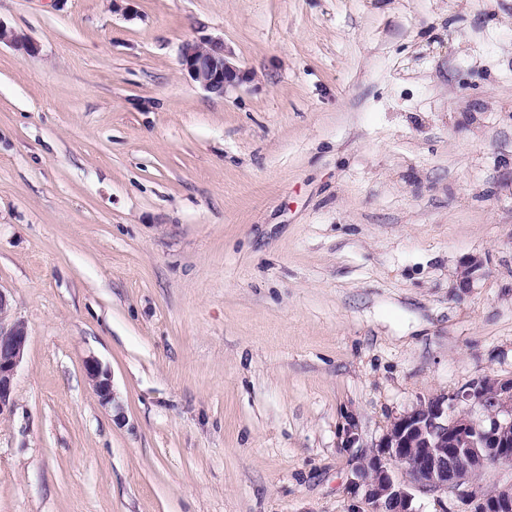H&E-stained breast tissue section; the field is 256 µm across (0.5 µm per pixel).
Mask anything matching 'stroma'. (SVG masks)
Wrapping results in <instances>:
<instances>
[{
	"label": "stroma",
	"instance_id": "1",
	"mask_svg": "<svg viewBox=\"0 0 512 512\" xmlns=\"http://www.w3.org/2000/svg\"><path fill=\"white\" fill-rule=\"evenodd\" d=\"M0 22L39 47L0 44V291L28 331L0 512H363L392 420L512 377V0ZM203 37L252 81L204 92L179 63ZM86 377L102 405L112 404L113 385L111 372L103 369L99 360L89 357L85 360Z\"/></svg>",
	"mask_w": 512,
	"mask_h": 512
}]
</instances>
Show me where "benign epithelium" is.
Segmentation results:
<instances>
[{"mask_svg": "<svg viewBox=\"0 0 512 512\" xmlns=\"http://www.w3.org/2000/svg\"><path fill=\"white\" fill-rule=\"evenodd\" d=\"M26 54L38 47L0 22V44ZM181 66L205 92L225 95L252 80L231 61L220 38L188 40L179 50ZM28 342L24 323L0 325V415L14 407V378ZM86 377L103 405L113 401L111 372L99 360H85ZM403 466L397 476L390 462ZM512 465V377L478 378L446 397L416 406L395 419L380 443L364 456L351 481L367 512H418L414 490L451 492L468 512H512V480L488 491L478 481L489 465Z\"/></svg>", "mask_w": 512, "mask_h": 512, "instance_id": "1", "label": "benign epithelium"}]
</instances>
